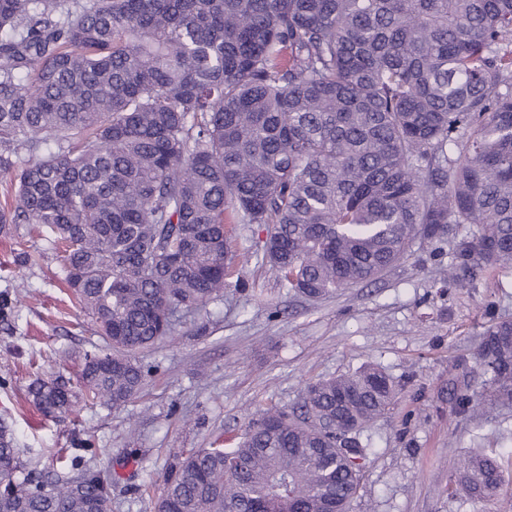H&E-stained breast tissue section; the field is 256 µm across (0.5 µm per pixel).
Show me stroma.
<instances>
[{"label":"stroma","instance_id":"stroma-1","mask_svg":"<svg viewBox=\"0 0 512 512\" xmlns=\"http://www.w3.org/2000/svg\"><path fill=\"white\" fill-rule=\"evenodd\" d=\"M469 231L415 239L374 282L311 301L270 274L266 226L236 224L223 297L181 315L174 336L138 353L149 371L142 394L119 410L80 406L58 421L29 400V383L77 377L84 355L108 345L71 305L51 242L12 225L0 233V292L18 297L11 322L0 323V418L13 424L22 472L88 465L111 485V512H155L190 450L230 446L266 409L297 407L307 383L377 364L396 398L361 435L370 453L350 512H512V484L489 502L448 494L451 464L468 449L512 450V408L483 395L463 418L448 404L452 378L481 377L479 332L512 319V269L474 285L446 274L455 239ZM19 238L30 263L15 257ZM87 437L91 447H81Z\"/></svg>","mask_w":512,"mask_h":512}]
</instances>
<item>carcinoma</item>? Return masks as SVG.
I'll list each match as a JSON object with an SVG mask.
<instances>
[{
  "mask_svg": "<svg viewBox=\"0 0 512 512\" xmlns=\"http://www.w3.org/2000/svg\"><path fill=\"white\" fill-rule=\"evenodd\" d=\"M31 158L20 164L15 147ZM0 230L51 239L110 352L78 385L32 382L46 416L119 409L135 354L224 294L226 221L268 224L264 260L321 299L452 224L468 282L512 268V0H0ZM491 399L512 406V320L485 328ZM376 366L310 382L230 448L175 466L156 512H349L392 403ZM0 422V512H89L101 474L17 477ZM502 458L471 452L448 493L489 501Z\"/></svg>",
  "mask_w": 512,
  "mask_h": 512,
  "instance_id": "carcinoma-1",
  "label": "carcinoma"
}]
</instances>
